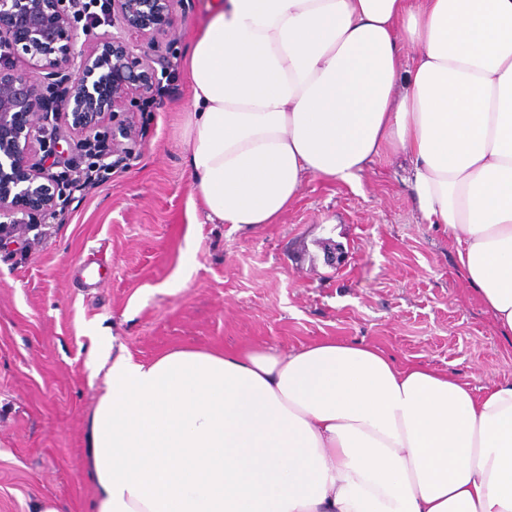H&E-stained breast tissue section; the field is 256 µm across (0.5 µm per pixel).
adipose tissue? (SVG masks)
Returning a JSON list of instances; mask_svg holds the SVG:
<instances>
[{
	"label": "adipose tissue",
	"instance_id": "obj_1",
	"mask_svg": "<svg viewBox=\"0 0 512 512\" xmlns=\"http://www.w3.org/2000/svg\"><path fill=\"white\" fill-rule=\"evenodd\" d=\"M186 75L206 222L277 223L307 177L406 152L421 221L512 335V0H215ZM88 366L92 512H512V383L339 339L143 361L101 335Z\"/></svg>",
	"mask_w": 512,
	"mask_h": 512
}]
</instances>
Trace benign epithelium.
Wrapping results in <instances>:
<instances>
[{"instance_id":"7a95c632","label":"benign epithelium","mask_w":512,"mask_h":512,"mask_svg":"<svg viewBox=\"0 0 512 512\" xmlns=\"http://www.w3.org/2000/svg\"><path fill=\"white\" fill-rule=\"evenodd\" d=\"M177 4L184 0H92L97 24L114 31L78 54L70 0H0V245L25 242L55 214L62 182L81 162L109 168L96 150L106 116L112 165L135 158L143 130L133 114L150 108L169 68L161 46L175 32Z\"/></svg>"}]
</instances>
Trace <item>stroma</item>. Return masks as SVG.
<instances>
[{"mask_svg":"<svg viewBox=\"0 0 512 512\" xmlns=\"http://www.w3.org/2000/svg\"><path fill=\"white\" fill-rule=\"evenodd\" d=\"M211 2L177 10L164 89L134 115L136 158L63 195L24 244L0 247V512L45 499L91 512L81 459L105 383L86 366L99 333L142 359L355 340L476 387L512 382V341L460 277L447 234L421 222L408 154L375 159L352 184L308 178L275 224L196 223L184 65ZM328 245L343 252L337 267Z\"/></svg>","mask_w":512,"mask_h":512,"instance_id":"stroma-1","label":"stroma"}]
</instances>
